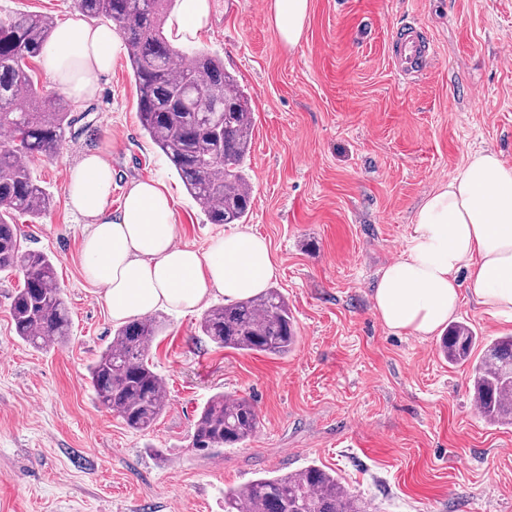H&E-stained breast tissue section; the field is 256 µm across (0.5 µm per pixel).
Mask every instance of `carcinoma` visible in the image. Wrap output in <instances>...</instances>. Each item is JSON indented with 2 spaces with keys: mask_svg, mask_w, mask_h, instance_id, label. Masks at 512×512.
Here are the masks:
<instances>
[{
  "mask_svg": "<svg viewBox=\"0 0 512 512\" xmlns=\"http://www.w3.org/2000/svg\"><path fill=\"white\" fill-rule=\"evenodd\" d=\"M175 0H74L85 17L113 23L128 49L139 89L138 118L151 141L168 158L188 194L205 208L212 224H234L248 214V176L254 116L236 79L223 61L197 51L185 54L163 33ZM52 17L0 13V272L23 273L11 295L15 335L36 349L64 343L70 317L54 259L20 249L16 215L38 219L51 199L33 176L31 162L53 157L76 118L63 99L39 90L29 61L50 41ZM157 317L119 326L112 342L87 368L95 401L137 432L149 429L167 403L165 379L149 361L148 347L161 329ZM200 330L216 346L283 356L296 341L288 301L276 288L208 309ZM473 364L474 401L492 425H512V336L484 346L463 322L441 338L448 364ZM254 404L242 396L217 393L201 408L191 447L209 452L245 444L259 428ZM336 473L311 465L289 475L260 477L224 492V512H368Z\"/></svg>",
  "mask_w": 512,
  "mask_h": 512,
  "instance_id": "1",
  "label": "carcinoma"
}]
</instances>
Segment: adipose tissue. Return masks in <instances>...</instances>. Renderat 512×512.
<instances>
[{
    "mask_svg": "<svg viewBox=\"0 0 512 512\" xmlns=\"http://www.w3.org/2000/svg\"><path fill=\"white\" fill-rule=\"evenodd\" d=\"M310 0H268L267 19L281 42L301 41ZM210 0H176L174 41L204 30ZM125 45L115 28L75 16L61 22L37 59L76 104L93 101ZM112 165L102 150L68 169V206L88 229L81 242L85 280L101 288L112 321L165 309L196 311L214 293L237 300L261 292L276 269L267 240L247 231L212 239L207 252L176 245L174 201L158 179L134 180L112 209ZM469 286L483 312L512 319V166L476 152L417 208L408 244L383 268L372 292L381 323L396 333L432 336L458 311Z\"/></svg>",
    "mask_w": 512,
    "mask_h": 512,
    "instance_id": "1",
    "label": "adipose tissue"
}]
</instances>
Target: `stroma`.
Wrapping results in <instances>:
<instances>
[{
    "instance_id": "stroma-1",
    "label": "stroma",
    "mask_w": 512,
    "mask_h": 512,
    "mask_svg": "<svg viewBox=\"0 0 512 512\" xmlns=\"http://www.w3.org/2000/svg\"><path fill=\"white\" fill-rule=\"evenodd\" d=\"M207 51L245 89L254 113L251 209L241 229L270 243L271 287L288 300L297 343L278 357L216 347L200 313L158 316L149 357L168 402L147 431L95 403L87 367L116 329L81 270V220L67 169L107 148L112 204L134 179H162L176 242L206 251L232 225L208 223L137 118L138 89L119 56L54 158L32 169L49 213L18 218L23 249L55 258L68 340L37 350L14 333L21 273L0 274V512H224L226 489L308 465L332 469L372 512H512V426L475 406L471 364H448L439 336L396 334L376 317L379 271L404 250L424 195L480 150L512 165V0H310L305 33L285 48L266 0H211ZM422 27L436 54L400 77L391 37ZM455 321L489 343L512 321L464 297ZM249 398L257 433L238 448H190L204 402Z\"/></svg>"
}]
</instances>
